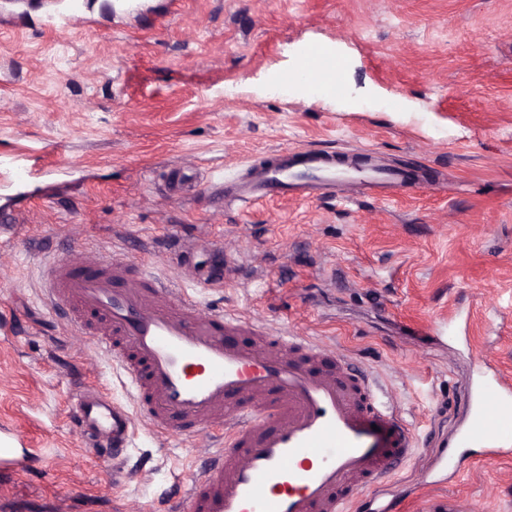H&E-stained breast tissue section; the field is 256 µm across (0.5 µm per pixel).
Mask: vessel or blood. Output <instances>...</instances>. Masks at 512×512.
I'll return each instance as SVG.
<instances>
[{"mask_svg": "<svg viewBox=\"0 0 512 512\" xmlns=\"http://www.w3.org/2000/svg\"><path fill=\"white\" fill-rule=\"evenodd\" d=\"M43 23L62 33L92 25L82 0L47 12ZM305 70L338 89L340 68L326 48H314ZM251 171L228 189L235 202L332 196L342 182L381 194L415 183L399 168L355 169L307 148ZM45 296L120 364L131 387V409L94 388L76 395L74 419L94 435L92 453L121 451L138 416L165 437L210 436L207 464L166 499L165 512H351L360 494L413 452L409 428L344 355L203 307L124 253L51 262ZM242 331L251 342L236 341ZM478 361L453 445L483 449L492 460L512 448V375L492 370L488 356Z\"/></svg>", "mask_w": 512, "mask_h": 512, "instance_id": "b4317fda", "label": "vessel or blood"}]
</instances>
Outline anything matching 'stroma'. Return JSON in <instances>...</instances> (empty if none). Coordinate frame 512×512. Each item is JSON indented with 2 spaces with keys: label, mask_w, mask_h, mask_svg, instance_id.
<instances>
[{
  "label": "stroma",
  "mask_w": 512,
  "mask_h": 512,
  "mask_svg": "<svg viewBox=\"0 0 512 512\" xmlns=\"http://www.w3.org/2000/svg\"><path fill=\"white\" fill-rule=\"evenodd\" d=\"M153 2L156 19L136 25L118 0H87L93 28L63 34L22 23L44 0H0L15 17L0 28V157L37 159L20 202L0 170V210H13L0 233V441L31 453L0 493L154 512L204 458L207 436L164 440L139 423L112 463L68 410L80 386L125 405L131 388L45 305L44 266L83 247L139 262L144 243L155 272L203 306L334 345L368 374L419 443L381 501L512 512V457L438 471L464 423L471 346L512 372V0ZM315 46L341 61V93L301 75ZM285 74L295 81L276 94ZM305 147L440 184L243 207L199 188Z\"/></svg>",
  "instance_id": "stroma-1"
}]
</instances>
